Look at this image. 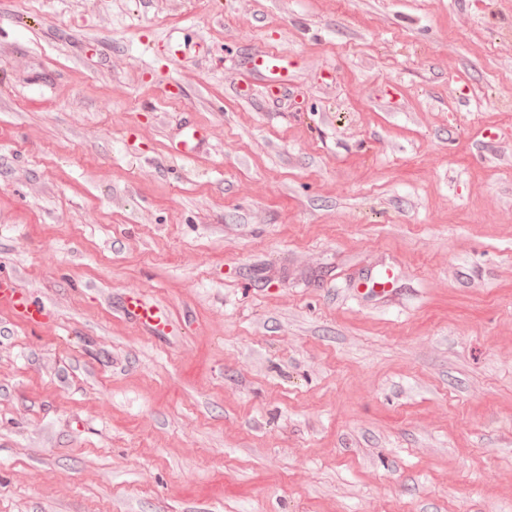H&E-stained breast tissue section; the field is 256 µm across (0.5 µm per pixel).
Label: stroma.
I'll use <instances>...</instances> for the list:
<instances>
[{"mask_svg": "<svg viewBox=\"0 0 512 512\" xmlns=\"http://www.w3.org/2000/svg\"><path fill=\"white\" fill-rule=\"evenodd\" d=\"M0 274V512H512V0H0ZM247 68L268 78L272 84H279L288 78V60L272 49L264 51L248 62ZM204 139L203 130L197 126H191L182 133L179 140L173 144L172 149L180 157L191 159L195 157ZM0 309L31 328L39 327L49 319L45 306L16 288L13 279L7 275H0ZM125 314L152 333L162 330L168 325L165 311L145 298L125 301Z\"/></svg>", "mask_w": 512, "mask_h": 512, "instance_id": "stroma-1", "label": "stroma"}]
</instances>
